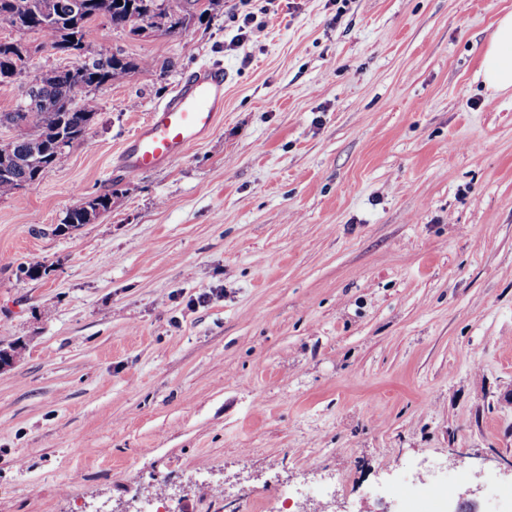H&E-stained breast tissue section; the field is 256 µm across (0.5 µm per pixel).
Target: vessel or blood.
Listing matches in <instances>:
<instances>
[{"label": "vessel or blood", "mask_w": 512, "mask_h": 512, "mask_svg": "<svg viewBox=\"0 0 512 512\" xmlns=\"http://www.w3.org/2000/svg\"><path fill=\"white\" fill-rule=\"evenodd\" d=\"M227 79L220 64L191 72L130 138L119 158L121 169L135 176L180 158L213 128L223 112Z\"/></svg>", "instance_id": "b4317fda"}]
</instances>
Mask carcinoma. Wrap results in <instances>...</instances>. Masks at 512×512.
<instances>
[{"instance_id":"obj_1","label":"carcinoma","mask_w":512,"mask_h":512,"mask_svg":"<svg viewBox=\"0 0 512 512\" xmlns=\"http://www.w3.org/2000/svg\"><path fill=\"white\" fill-rule=\"evenodd\" d=\"M42 0H0V21L16 32L41 35L55 50L75 61L51 69L32 81L29 98L11 112H0V126L13 129L12 176L0 177V197L12 195L39 181L79 144L98 115L94 92L152 63L133 61L108 52H87L91 24L104 17L115 29L141 35L147 30L177 33L194 19H203L221 0H208L204 9H192L185 0H55L54 11L44 14ZM29 57L19 40L0 42V84L21 76ZM86 223L81 204L69 208L53 233H64Z\"/></svg>"}]
</instances>
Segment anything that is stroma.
Returning a JSON list of instances; mask_svg holds the SVG:
<instances>
[{
	"label": "stroma",
	"mask_w": 512,
	"mask_h": 512,
	"mask_svg": "<svg viewBox=\"0 0 512 512\" xmlns=\"http://www.w3.org/2000/svg\"><path fill=\"white\" fill-rule=\"evenodd\" d=\"M255 21L243 28L242 17ZM512 0H223L96 90L84 140L0 198V512H512ZM32 49L23 83L71 57ZM224 110L171 164L127 139L199 66ZM112 209L55 236L67 209ZM38 278L20 275L23 266ZM426 488L401 498L400 478ZM481 76L488 89H512V13L501 16L490 35Z\"/></svg>",
	"instance_id": "obj_1"
}]
</instances>
